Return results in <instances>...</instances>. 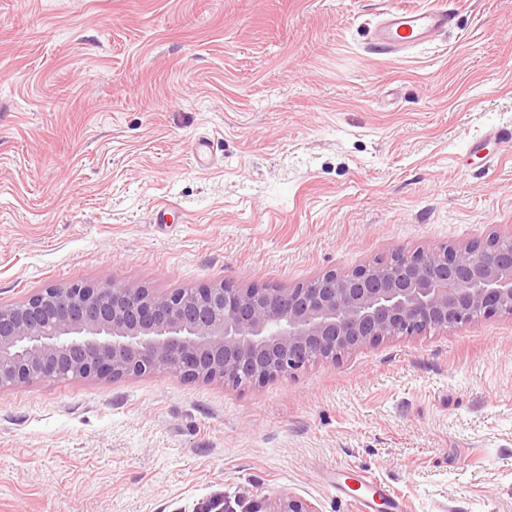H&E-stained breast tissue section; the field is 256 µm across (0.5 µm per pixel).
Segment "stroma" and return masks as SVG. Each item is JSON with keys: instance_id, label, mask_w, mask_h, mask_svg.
Masks as SVG:
<instances>
[{"instance_id": "1", "label": "stroma", "mask_w": 512, "mask_h": 512, "mask_svg": "<svg viewBox=\"0 0 512 512\" xmlns=\"http://www.w3.org/2000/svg\"><path fill=\"white\" fill-rule=\"evenodd\" d=\"M440 5L432 42L369 48L382 10ZM506 126L512 0H0V306L71 282L289 288L506 234ZM355 474L403 512H512V317L257 387L0 389V512H250L283 490L358 512Z\"/></svg>"}]
</instances>
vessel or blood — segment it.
<instances>
[{"label":"vessel or blood","instance_id":"obj_1","mask_svg":"<svg viewBox=\"0 0 512 512\" xmlns=\"http://www.w3.org/2000/svg\"><path fill=\"white\" fill-rule=\"evenodd\" d=\"M453 16L448 9L413 11L388 9L371 32L370 46L378 54H397L427 43L437 32L448 29Z\"/></svg>","mask_w":512,"mask_h":512}]
</instances>
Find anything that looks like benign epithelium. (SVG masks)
I'll return each mask as SVG.
<instances>
[{"instance_id": "benign-epithelium-1", "label": "benign epithelium", "mask_w": 512, "mask_h": 512, "mask_svg": "<svg viewBox=\"0 0 512 512\" xmlns=\"http://www.w3.org/2000/svg\"><path fill=\"white\" fill-rule=\"evenodd\" d=\"M402 253L392 273L363 264L293 288L205 285L157 294L73 282L50 285L0 320V388L45 378L121 379L172 363L228 388L261 385L361 347L496 314L512 316V232ZM253 512H318L280 492Z\"/></svg>"}]
</instances>
